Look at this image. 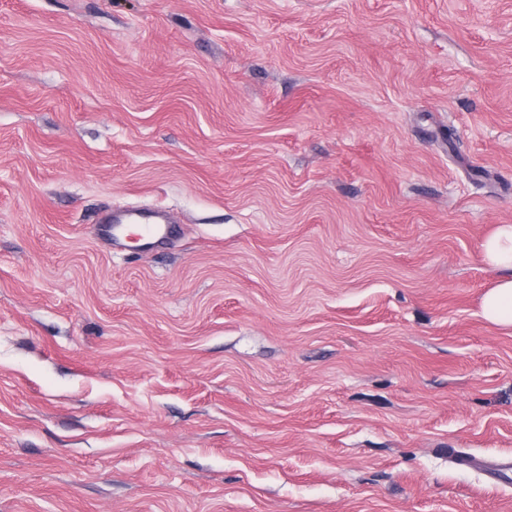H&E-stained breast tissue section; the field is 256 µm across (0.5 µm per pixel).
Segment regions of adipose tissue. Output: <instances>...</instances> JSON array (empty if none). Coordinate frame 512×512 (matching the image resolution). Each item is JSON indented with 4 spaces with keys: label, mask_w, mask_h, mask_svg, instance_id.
<instances>
[{
    "label": "adipose tissue",
    "mask_w": 512,
    "mask_h": 512,
    "mask_svg": "<svg viewBox=\"0 0 512 512\" xmlns=\"http://www.w3.org/2000/svg\"><path fill=\"white\" fill-rule=\"evenodd\" d=\"M485 262L500 277L482 298V312L491 323L512 326V224L497 225L482 243Z\"/></svg>",
    "instance_id": "adipose-tissue-1"
}]
</instances>
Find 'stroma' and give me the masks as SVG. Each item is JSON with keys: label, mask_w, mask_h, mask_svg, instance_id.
Returning a JSON list of instances; mask_svg holds the SVG:
<instances>
[{"label": "stroma", "mask_w": 512, "mask_h": 512, "mask_svg": "<svg viewBox=\"0 0 512 512\" xmlns=\"http://www.w3.org/2000/svg\"><path fill=\"white\" fill-rule=\"evenodd\" d=\"M499 224L512 0H0V512H512ZM106 231L113 235H123L129 226H135V235L140 240H152L163 237L166 233L165 225L152 223L148 218L135 212H129L123 215L112 216V218L104 220ZM485 262L500 273L482 298V312L491 323L512 326V224H499L482 243Z\"/></svg>", "instance_id": "1"}]
</instances>
